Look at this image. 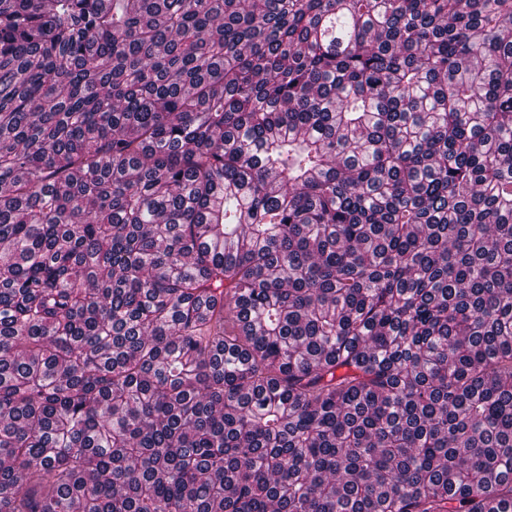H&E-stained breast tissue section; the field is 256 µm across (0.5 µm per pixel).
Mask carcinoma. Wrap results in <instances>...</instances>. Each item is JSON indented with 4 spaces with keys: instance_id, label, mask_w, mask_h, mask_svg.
I'll use <instances>...</instances> for the list:
<instances>
[{
    "instance_id": "cac0c4a2",
    "label": "carcinoma",
    "mask_w": 512,
    "mask_h": 512,
    "mask_svg": "<svg viewBox=\"0 0 512 512\" xmlns=\"http://www.w3.org/2000/svg\"><path fill=\"white\" fill-rule=\"evenodd\" d=\"M0 512H512V0H0Z\"/></svg>"
}]
</instances>
